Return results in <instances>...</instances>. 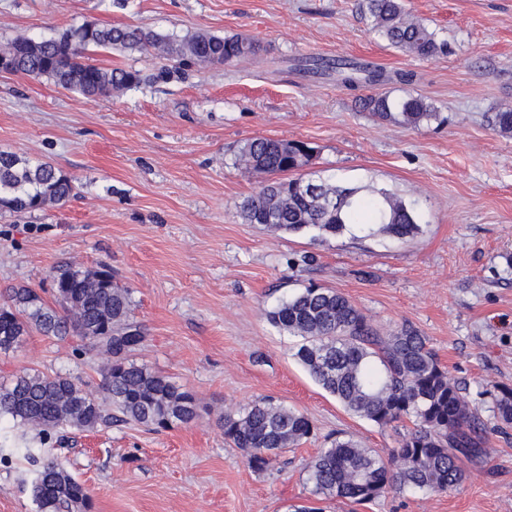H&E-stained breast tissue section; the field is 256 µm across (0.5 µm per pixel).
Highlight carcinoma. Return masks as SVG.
I'll return each instance as SVG.
<instances>
[{"mask_svg":"<svg viewBox=\"0 0 512 512\" xmlns=\"http://www.w3.org/2000/svg\"><path fill=\"white\" fill-rule=\"evenodd\" d=\"M370 33L419 58L448 53V41L412 16L404 0H364ZM117 49L156 51L181 64L214 65L240 61L259 50L242 36L197 32L177 38L141 27L96 23L70 26L51 37L18 36L0 48L6 72L46 78L63 90L93 98L164 80L171 70L153 74L122 65L95 64L85 54ZM348 89L385 81L379 68L344 58L324 62ZM359 105L381 120L413 128L439 119L422 95L392 98L369 94ZM492 123L512 132V108L495 112ZM309 150L280 151V140L255 137L238 152L239 161L264 178L296 173ZM72 178L54 165L32 163L0 150V211L32 213L69 200ZM240 217L248 224L297 232L305 228L338 234L351 225L404 239L419 230L416 203H406L385 189L361 195V189L314 182L303 176L265 181L243 199ZM50 288L39 291L10 286L0 292V350L9 351L24 337L79 341L76 351L104 355L102 381L91 391L72 378L25 372L0 383V421L10 420L43 432L65 428L91 430L112 421V411L150 430L188 425L199 417V405L188 389L139 365L130 353L144 340L133 319L131 291L114 282L107 267L82 270L60 264L49 275ZM269 321L299 337L295 356L310 376L352 414L381 426L411 424L390 454L383 457L352 438H338L306 466V484L316 497L365 504L391 491L446 493L464 480L462 462L488 454L487 426L461 388L441 366L426 337L410 325L382 335L344 294L309 285L292 292L268 312ZM492 412L500 428L512 426V387L499 386ZM224 439L240 449L248 465L264 471L271 454L298 445L313 435L302 413L271 400L243 410L224 411ZM21 457L34 467V496L39 512H75L90 507L87 488L56 458L39 448H14L4 455Z\"/></svg>","mask_w":512,"mask_h":512,"instance_id":"carcinoma-1","label":"carcinoma"}]
</instances>
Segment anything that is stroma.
Instances as JSON below:
<instances>
[{"label":"stroma","mask_w":512,"mask_h":512,"mask_svg":"<svg viewBox=\"0 0 512 512\" xmlns=\"http://www.w3.org/2000/svg\"><path fill=\"white\" fill-rule=\"evenodd\" d=\"M361 2L0 0V45L95 22L262 46L240 64L184 67L96 100L0 73V150L52 163L76 185L63 206L0 215V287H48L64 262L110 268L131 290L145 335L132 359L204 407L195 423L159 432L118 421L43 440L0 424V443L39 444L65 459L90 512H512V427L495 431L490 410L496 386H512V133L489 124L512 105V0H405L448 42L431 59L370 34ZM338 56L382 68L380 92L423 95L443 123L417 130L378 120L355 105L369 87L349 90L296 65ZM257 136L308 144L304 177L417 201L418 233L398 240L355 226L327 235L244 223L239 204L259 182L237 154ZM312 283L347 296L381 333L413 326L465 385L490 428V454L465 462L458 489L361 506L310 495L305 467L329 438L385 455L405 431L347 412L298 361L297 338L268 320L282 297ZM75 346L27 336L0 352V381L28 370L96 389L101 360ZM263 399L304 413L314 434L257 472L225 443L222 419ZM31 470L18 457L0 461V512H36Z\"/></svg>","instance_id":"1"}]
</instances>
